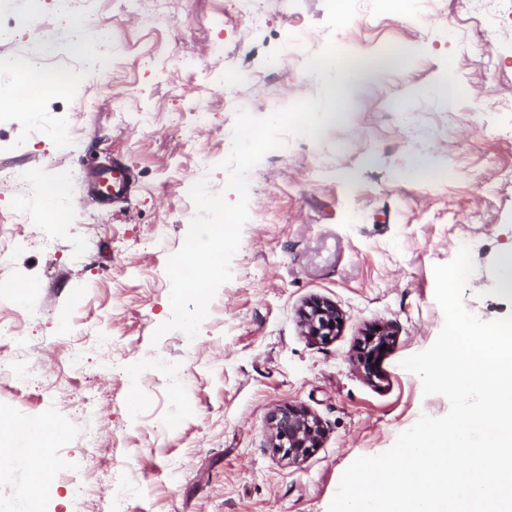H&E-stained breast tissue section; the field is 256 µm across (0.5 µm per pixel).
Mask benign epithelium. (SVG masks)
I'll list each match as a JSON object with an SVG mask.
<instances>
[{
	"label": "benign epithelium",
	"instance_id": "benign-epithelium-1",
	"mask_svg": "<svg viewBox=\"0 0 512 512\" xmlns=\"http://www.w3.org/2000/svg\"><path fill=\"white\" fill-rule=\"evenodd\" d=\"M304 335L318 341H327L339 331L342 314L336 305L320 299L307 303L300 311ZM371 348L366 352V367H376L384 355L381 347L391 346L393 331L388 326H377L369 332ZM271 447L292 460H300L318 446L322 426L308 410L297 406L277 409L269 418Z\"/></svg>",
	"mask_w": 512,
	"mask_h": 512
}]
</instances>
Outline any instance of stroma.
Listing matches in <instances>:
<instances>
[{
    "mask_svg": "<svg viewBox=\"0 0 512 512\" xmlns=\"http://www.w3.org/2000/svg\"><path fill=\"white\" fill-rule=\"evenodd\" d=\"M11 6L21 24L0 42L2 57L21 55L42 33L61 49L52 67H78L74 47L99 26L112 44L102 50L105 71L0 118V156L43 181L63 180L69 215L42 223L37 185L0 180V219L26 242L5 276L28 286L26 297L0 299V314L42 310L19 324L29 383L0 381L14 424L0 433L12 458L0 502L21 507L39 462L61 472L40 512H328L355 459L387 451L421 415L448 413L447 398L424 395L401 362L441 330L433 268L462 246L477 267L465 308L485 321L512 315L495 291L499 256L512 248V12L498 16L487 57L473 48L481 19L461 0H402L379 13L373 0H263L261 27L228 0H172L153 28L129 0H99L94 13L67 18L51 0ZM297 32L307 40L292 55ZM215 42L222 57L210 51ZM331 51L383 65L346 92L308 80ZM274 56L286 62L271 76ZM268 95L286 106L326 98L333 115L316 139L289 136L285 153L255 166L232 279L198 335L153 341L171 316L166 265L195 212L197 157L211 155V187L221 190L223 137L236 117L225 103L263 118ZM116 102L124 112H112ZM198 109L208 113L202 128ZM35 126L45 137L32 136ZM60 130L72 151L56 167ZM115 159L135 175L128 201L91 202L89 183ZM321 160L326 169L312 177ZM82 241L92 250L79 258L72 247ZM316 298L343 316L327 342L299 326V310ZM381 324L395 342L372 375L365 344ZM71 347L83 349L81 363H68ZM288 405L324 430L299 461L268 441L271 412ZM90 433L97 449L85 444ZM73 478L84 496L73 494Z\"/></svg>",
    "mask_w": 512,
    "mask_h": 512,
    "instance_id": "35a3bbf8",
    "label": "stroma"
}]
</instances>
